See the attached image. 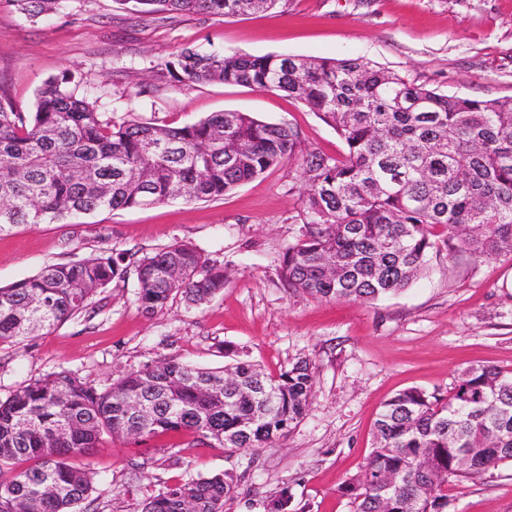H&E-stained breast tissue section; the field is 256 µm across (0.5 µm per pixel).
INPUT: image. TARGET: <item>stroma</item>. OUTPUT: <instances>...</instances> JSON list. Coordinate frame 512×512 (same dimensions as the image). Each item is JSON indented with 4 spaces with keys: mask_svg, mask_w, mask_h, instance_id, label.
Masks as SVG:
<instances>
[{
    "mask_svg": "<svg viewBox=\"0 0 512 512\" xmlns=\"http://www.w3.org/2000/svg\"><path fill=\"white\" fill-rule=\"evenodd\" d=\"M374 61L411 81L474 99L512 96V0H288L283 13L159 23L118 0H62L32 21L0 0V86L21 111L63 70L100 96L114 121L170 127L210 113L249 112L295 127L307 150L341 151L335 132L284 93L159 77L179 50ZM299 168L282 164L213 201L182 200L0 232V287L110 247L130 259L192 242L223 262L224 292L190 308L174 300L144 314L136 275L113 281L89 312L24 348L0 343V398L58 368L105 382L173 358L216 369L237 361L278 374L298 359L316 367L298 426L256 455L202 448L171 432L146 444L105 440L90 457L96 512H141L163 483L230 469L241 482L224 512H265L281 488L288 512H350L344 484L360 474L382 405L411 387L447 391L462 368L512 369V256L452 252L402 293L369 302L325 300L282 287L277 267L298 235ZM125 488L116 497L114 487ZM450 512H512V464L490 478L450 482Z\"/></svg>",
    "mask_w": 512,
    "mask_h": 512,
    "instance_id": "obj_1",
    "label": "stroma"
}]
</instances>
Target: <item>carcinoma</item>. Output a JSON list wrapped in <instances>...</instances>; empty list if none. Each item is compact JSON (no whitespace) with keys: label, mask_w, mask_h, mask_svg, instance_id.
<instances>
[{"label":"carcinoma","mask_w":512,"mask_h":512,"mask_svg":"<svg viewBox=\"0 0 512 512\" xmlns=\"http://www.w3.org/2000/svg\"><path fill=\"white\" fill-rule=\"evenodd\" d=\"M33 18L62 0H13ZM169 19L268 13L287 0H119ZM178 82L288 94L332 128L336 157L306 154L297 241L283 285L320 299L374 301L428 272L455 245L512 254V97L449 95L363 59L200 53L158 64ZM64 70L22 112L0 91V230L179 199L208 201L302 153L299 133L247 112L182 127L104 117ZM111 248L0 287V341L21 345L88 309L127 273ZM137 301L152 315L176 296L200 307L224 292V265L175 241L135 265ZM315 367L277 376L249 362L211 371L175 359L107 383L60 369L0 400V512H77L96 492L89 462L102 436L143 442L169 432L231 453L270 448L301 422ZM364 469L344 487L352 512H448V482L512 462V371H460L448 394L408 388L384 403ZM77 458L84 459L80 464ZM19 461L32 465L16 469ZM241 478L229 471L166 483L141 512H224Z\"/></svg>","instance_id":"1"}]
</instances>
